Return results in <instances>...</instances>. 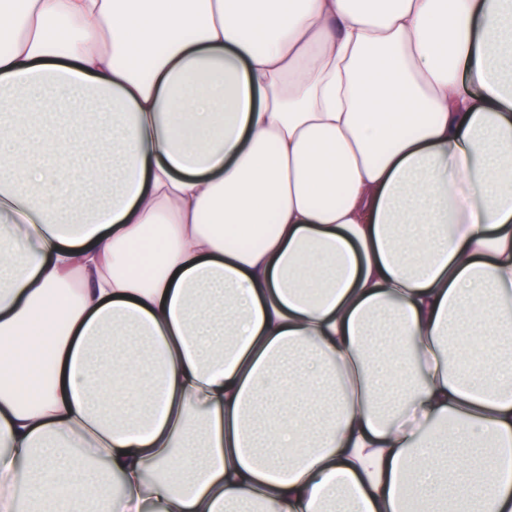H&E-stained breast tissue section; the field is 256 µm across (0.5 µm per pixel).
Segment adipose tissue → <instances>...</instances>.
<instances>
[{
    "label": "adipose tissue",
    "mask_w": 512,
    "mask_h": 512,
    "mask_svg": "<svg viewBox=\"0 0 512 512\" xmlns=\"http://www.w3.org/2000/svg\"><path fill=\"white\" fill-rule=\"evenodd\" d=\"M512 0H0V512H512Z\"/></svg>",
    "instance_id": "ef3b65f1"
}]
</instances>
